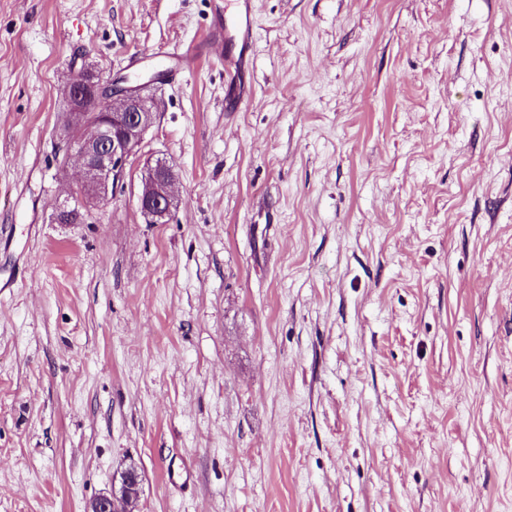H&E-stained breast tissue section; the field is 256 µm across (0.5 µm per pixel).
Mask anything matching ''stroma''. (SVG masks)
Masks as SVG:
<instances>
[{"instance_id":"1","label":"stroma","mask_w":512,"mask_h":512,"mask_svg":"<svg viewBox=\"0 0 512 512\" xmlns=\"http://www.w3.org/2000/svg\"><path fill=\"white\" fill-rule=\"evenodd\" d=\"M253 5L228 112L214 0H0V512H512V0ZM90 67L156 120L60 224ZM157 55L169 61V65L165 69L167 77H180L186 71L190 70L193 65V53L191 50H182L178 47L172 49L161 47L158 49ZM174 180L159 179L151 170L144 171L142 190L138 195V206L141 213L155 224H162L171 213L176 198L172 191ZM142 483L138 467L134 463H129L115 475L112 489L90 501L85 511L138 512Z\"/></svg>"}]
</instances>
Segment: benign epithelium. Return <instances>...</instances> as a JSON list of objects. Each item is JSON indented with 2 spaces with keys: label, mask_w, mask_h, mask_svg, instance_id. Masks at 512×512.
Masks as SVG:
<instances>
[{
  "label": "benign epithelium",
  "mask_w": 512,
  "mask_h": 512,
  "mask_svg": "<svg viewBox=\"0 0 512 512\" xmlns=\"http://www.w3.org/2000/svg\"><path fill=\"white\" fill-rule=\"evenodd\" d=\"M148 88L147 82L135 86L105 82L92 71H83L66 84L69 133L62 147V163H77V189L85 202L106 201L122 189L126 168L155 120V114L145 107ZM102 99L110 101V110L89 114L90 105ZM173 184L152 171L144 173L138 206L156 224L167 219L176 203ZM141 494V473L130 463L117 472L110 491L89 502L86 512H138Z\"/></svg>",
  "instance_id": "1"
}]
</instances>
